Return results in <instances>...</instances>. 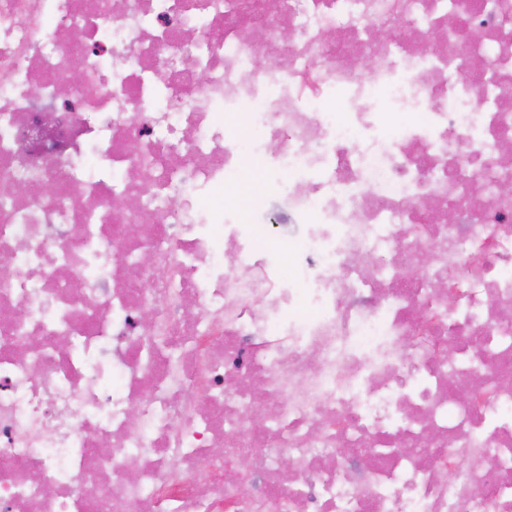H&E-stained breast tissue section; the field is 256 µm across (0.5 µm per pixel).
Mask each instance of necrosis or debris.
<instances>
[{
  "label": "necrosis or debris",
  "instance_id": "obj_1",
  "mask_svg": "<svg viewBox=\"0 0 512 512\" xmlns=\"http://www.w3.org/2000/svg\"><path fill=\"white\" fill-rule=\"evenodd\" d=\"M123 3L0 0V512H512V0ZM258 188L256 175H247L240 183L224 190L225 206L242 209L246 217L255 224H266L282 207V200L273 194H266L264 206L252 210L251 199ZM246 197V201H237V198Z\"/></svg>",
  "mask_w": 512,
  "mask_h": 512
}]
</instances>
